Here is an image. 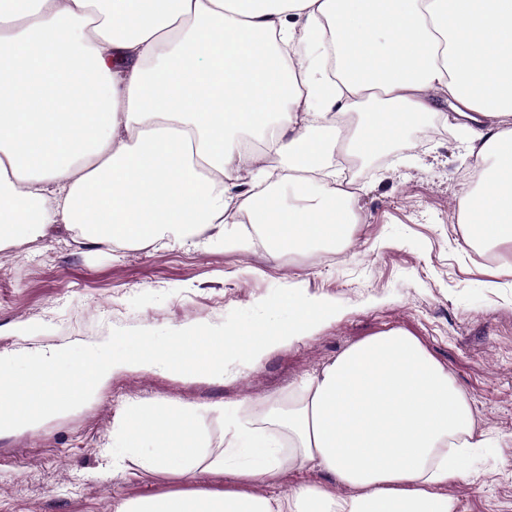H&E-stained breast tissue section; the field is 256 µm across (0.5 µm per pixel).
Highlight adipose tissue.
I'll list each match as a JSON object with an SVG mask.
<instances>
[{
	"instance_id": "ef3b65f1",
	"label": "adipose tissue",
	"mask_w": 512,
	"mask_h": 512,
	"mask_svg": "<svg viewBox=\"0 0 512 512\" xmlns=\"http://www.w3.org/2000/svg\"><path fill=\"white\" fill-rule=\"evenodd\" d=\"M449 103L475 158L466 245L512 275V0H0V250L61 227L80 243L200 246L256 225L273 252L349 245L341 176L417 148ZM141 405L112 458L224 489H175L114 512H458L448 485L486 447L447 367L391 330L351 345L253 417ZM328 485L257 494L288 470ZM348 494H339V487ZM202 426L209 441L210 448L208 450L217 454L224 448V420L207 416L204 418Z\"/></svg>"
}]
</instances>
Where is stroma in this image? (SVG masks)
Listing matches in <instances>:
<instances>
[{"instance_id":"stroma-1","label":"stroma","mask_w":512,"mask_h":512,"mask_svg":"<svg viewBox=\"0 0 512 512\" xmlns=\"http://www.w3.org/2000/svg\"><path fill=\"white\" fill-rule=\"evenodd\" d=\"M473 166L462 135L447 129L353 171L361 219L350 247L322 262L311 252L272 257L243 224L199 248H84L57 229L1 251L5 353L99 344L115 328L216 325L292 282L342 312L236 378L124 372L80 410L0 438V512H114L120 500L175 488L179 479L146 472L137 459L113 462L112 434L132 407L231 401L258 409L345 348L392 329L417 336L447 366L491 441L473 449L470 477L448 495L460 512H512V288L491 287L495 262L463 241L459 202Z\"/></svg>"}]
</instances>
